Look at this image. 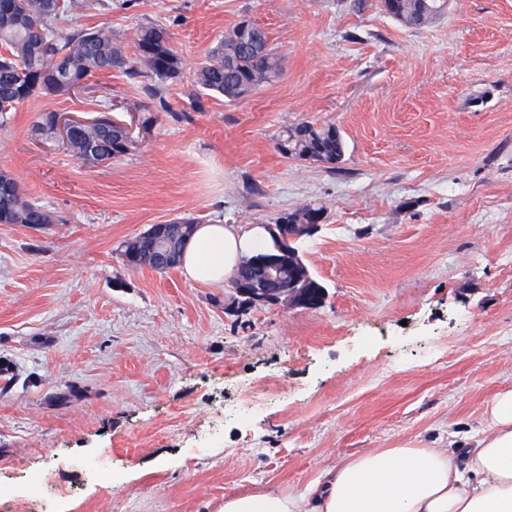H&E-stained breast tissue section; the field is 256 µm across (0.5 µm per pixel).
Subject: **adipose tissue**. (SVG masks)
Here are the masks:
<instances>
[{"mask_svg":"<svg viewBox=\"0 0 512 512\" xmlns=\"http://www.w3.org/2000/svg\"><path fill=\"white\" fill-rule=\"evenodd\" d=\"M268 240L260 226L195 225L181 273L196 283L223 282ZM462 454L410 442L372 449L301 493L227 496L223 512H512V388L493 395L475 447Z\"/></svg>","mask_w":512,"mask_h":512,"instance_id":"obj_1","label":"adipose tissue"}]
</instances>
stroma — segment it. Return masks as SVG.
<instances>
[{
    "instance_id": "obj_1",
    "label": "stroma",
    "mask_w": 512,
    "mask_h": 512,
    "mask_svg": "<svg viewBox=\"0 0 512 512\" xmlns=\"http://www.w3.org/2000/svg\"><path fill=\"white\" fill-rule=\"evenodd\" d=\"M244 18L282 78L195 98L196 66ZM75 21L128 56L139 26L162 25L182 67L153 95L96 73L0 127V171L61 218L0 224V512H222L373 448L467 446L512 387V0H449L419 28L381 0H112L62 13L58 33ZM105 110L133 140L105 164L37 126ZM301 121L339 128L337 169L278 152ZM309 204L325 210L300 243L328 292L316 309L236 317L229 284L122 257L154 224ZM240 406L249 419L223 424Z\"/></svg>"
}]
</instances>
